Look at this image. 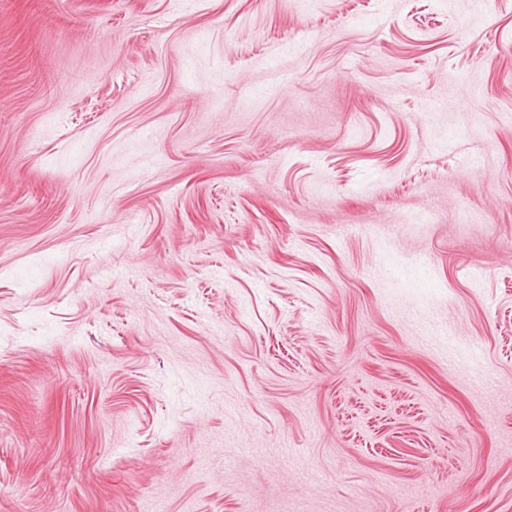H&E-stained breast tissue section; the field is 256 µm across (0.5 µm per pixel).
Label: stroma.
<instances>
[{"label": "stroma", "instance_id": "obj_1", "mask_svg": "<svg viewBox=\"0 0 512 512\" xmlns=\"http://www.w3.org/2000/svg\"><path fill=\"white\" fill-rule=\"evenodd\" d=\"M0 512H512V0H0Z\"/></svg>", "mask_w": 512, "mask_h": 512}]
</instances>
